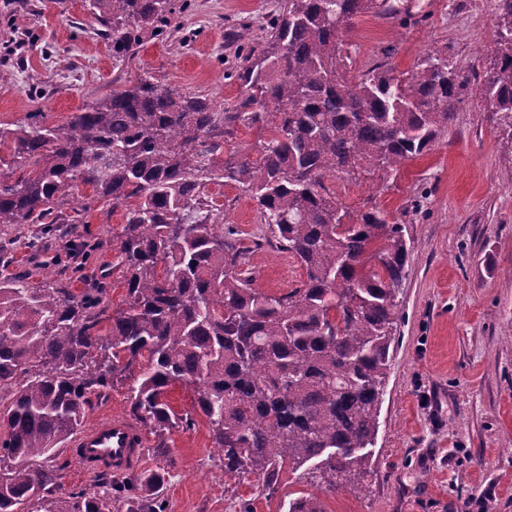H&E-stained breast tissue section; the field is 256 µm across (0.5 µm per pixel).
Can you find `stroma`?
I'll return each instance as SVG.
<instances>
[{
  "label": "stroma",
  "mask_w": 512,
  "mask_h": 512,
  "mask_svg": "<svg viewBox=\"0 0 512 512\" xmlns=\"http://www.w3.org/2000/svg\"><path fill=\"white\" fill-rule=\"evenodd\" d=\"M406 2L400 17L368 13L357 20L354 72L386 62L407 78L428 52L440 51L468 85L452 124L396 177L329 183L350 215L379 207L411 240L378 433L361 478L365 492L329 491L286 469L267 491L253 478H225L192 391L176 387L170 403L191 414L193 425L167 434L163 455L147 435L142 462L124 476L134 482L163 473L166 512H288L290 499L308 494L318 496L324 512H462L484 496L486 512H512V186L505 183L512 142L497 133L475 80L493 61L486 52L491 2ZM279 6L280 0H174L169 34L145 39L121 64L85 0H0V124L25 123L34 112L47 124H66L93 98L143 72L233 108L243 95L233 72L244 53L231 31L249 23L245 42L263 45ZM123 213L116 207L106 224L92 215L83 264L64 258L62 243L52 238L19 248L15 258L27 267L47 264L74 291L106 289L107 300L119 304L125 284L108 270ZM224 222L247 237L260 230L255 203L229 187ZM248 266L268 293H286L304 278L299 262L269 246L255 250Z\"/></svg>",
  "instance_id": "1"
}]
</instances>
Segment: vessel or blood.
I'll list each match as a JSON object with an SVG mask.
<instances>
[{"label": "vessel or blood", "mask_w": 512, "mask_h": 512, "mask_svg": "<svg viewBox=\"0 0 512 512\" xmlns=\"http://www.w3.org/2000/svg\"><path fill=\"white\" fill-rule=\"evenodd\" d=\"M70 451L87 471L106 468L121 475L137 467L144 452V438L132 421L105 417L79 432Z\"/></svg>", "instance_id": "vessel-or-blood-1"}]
</instances>
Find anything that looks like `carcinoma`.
Listing matches in <instances>:
<instances>
[{
  "label": "carcinoma",
  "instance_id": "carcinoma-1",
  "mask_svg": "<svg viewBox=\"0 0 512 512\" xmlns=\"http://www.w3.org/2000/svg\"><path fill=\"white\" fill-rule=\"evenodd\" d=\"M112 58L135 55L171 23L172 0H88ZM392 18L399 0H285L271 35L235 77L247 95L229 111L145 74L74 113L62 126L35 115L0 126V512H164L155 495L97 474L100 495L61 489L53 465L93 400L129 386L136 420L159 439L192 418L169 389H193L224 475L272 490L280 471L309 472L328 491L360 477L377 430L398 321L397 293L411 242L372 206L351 218L327 181L395 176L431 150L467 84L448 56L428 54L409 78L381 63L351 75L347 42L371 10ZM494 62L481 95L512 141V0H494ZM255 128L254 154L224 153L237 126ZM251 197L267 234L224 226L211 186ZM124 206L112 247L127 296L111 310L104 289L79 293L14 274V253L46 236L83 245L77 225ZM292 255L300 285L270 294L249 257L262 242ZM288 512H324L315 497Z\"/></svg>",
  "mask_w": 512,
  "mask_h": 512
}]
</instances>
